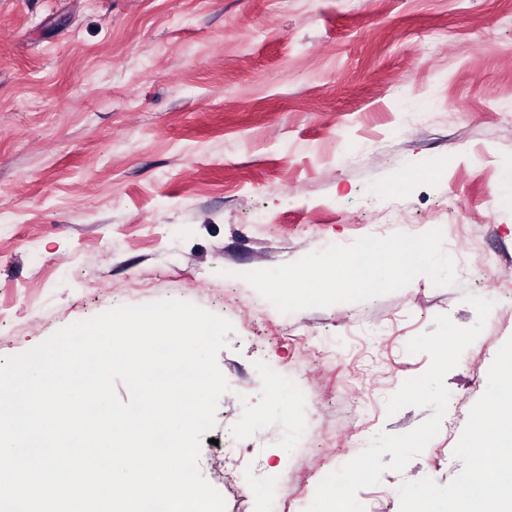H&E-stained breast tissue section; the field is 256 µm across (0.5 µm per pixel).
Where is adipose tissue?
Wrapping results in <instances>:
<instances>
[{"label": "adipose tissue", "instance_id": "1", "mask_svg": "<svg viewBox=\"0 0 512 512\" xmlns=\"http://www.w3.org/2000/svg\"><path fill=\"white\" fill-rule=\"evenodd\" d=\"M468 448L481 470L501 471L505 452L512 449V400L500 403L496 419L476 413ZM408 512H512V502L499 501L485 484L469 482L456 492L454 505H447L441 495L431 492L421 504L410 505Z\"/></svg>", "mask_w": 512, "mask_h": 512}]
</instances>
